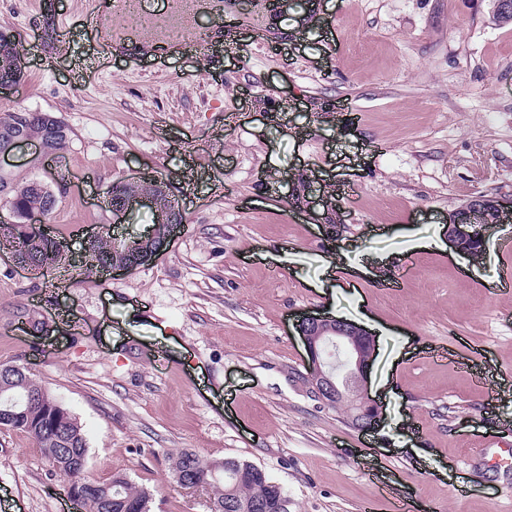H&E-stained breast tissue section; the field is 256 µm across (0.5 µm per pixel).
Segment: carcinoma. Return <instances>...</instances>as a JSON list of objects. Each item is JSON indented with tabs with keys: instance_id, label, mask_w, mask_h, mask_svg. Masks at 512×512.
I'll return each mask as SVG.
<instances>
[{
	"instance_id": "cac0c4a2",
	"label": "carcinoma",
	"mask_w": 512,
	"mask_h": 512,
	"mask_svg": "<svg viewBox=\"0 0 512 512\" xmlns=\"http://www.w3.org/2000/svg\"><path fill=\"white\" fill-rule=\"evenodd\" d=\"M43 113H27L25 134L34 139L45 136ZM16 188L13 207L22 212L41 205L40 196L27 194L25 184L16 183L0 176V187ZM17 430L30 436L42 450L54 471L71 481L90 485L85 512H151L150 493L139 490L122 475L117 474L109 482H94L73 472L70 457L88 455L87 439L78 422L69 414H60L39 402H32L27 409L26 422ZM171 476L188 469L197 480L208 485L209 494L216 512H224V504L234 505L232 512H245L253 503L268 506L267 512H278L277 502L287 498L283 488L267 474L259 473L252 463L226 458L222 461H207L196 452L183 449L169 457Z\"/></svg>"
}]
</instances>
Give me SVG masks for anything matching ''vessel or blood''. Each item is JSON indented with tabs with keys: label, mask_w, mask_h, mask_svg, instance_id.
Returning <instances> with one entry per match:
<instances>
[{
	"label": "vessel or blood",
	"mask_w": 512,
	"mask_h": 512,
	"mask_svg": "<svg viewBox=\"0 0 512 512\" xmlns=\"http://www.w3.org/2000/svg\"><path fill=\"white\" fill-rule=\"evenodd\" d=\"M157 12H146L142 0H88L80 23L88 38H96L100 29L111 26L113 36L134 35L154 45L177 41L178 50L195 57L208 56L214 43H222L226 53L241 48L246 27L225 16L198 23L200 0H161Z\"/></svg>",
	"instance_id": "1"
}]
</instances>
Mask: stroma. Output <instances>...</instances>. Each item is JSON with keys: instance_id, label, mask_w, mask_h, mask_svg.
Returning a JSON list of instances; mask_svg holds the SVG:
<instances>
[{"instance_id": "1", "label": "stroma", "mask_w": 512, "mask_h": 512, "mask_svg": "<svg viewBox=\"0 0 512 512\" xmlns=\"http://www.w3.org/2000/svg\"><path fill=\"white\" fill-rule=\"evenodd\" d=\"M79 8L0 0V30L40 53L0 117L48 112L72 131L63 156L9 169L61 189L45 228L68 252L31 277L0 247V363L27 364L82 426L88 475L125 473L152 512H211L168 472L191 449L261 467L290 512H389L372 470L413 512H512V293L496 289L495 250L512 221L485 228L476 262L446 242L468 199L512 197V26L489 0H288L269 47L248 35L233 56L99 67ZM143 174L174 187L182 226L149 266L89 272L102 226L152 223L104 206ZM302 313L372 334L377 430L315 396ZM28 318L47 334L23 331ZM68 483L0 428L15 512H84Z\"/></svg>"}]
</instances>
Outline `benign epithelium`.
<instances>
[{"label": "benign epithelium", "instance_id": "1", "mask_svg": "<svg viewBox=\"0 0 512 512\" xmlns=\"http://www.w3.org/2000/svg\"><path fill=\"white\" fill-rule=\"evenodd\" d=\"M7 75L0 79V97L9 94L20 84V75L25 69L24 52L5 62ZM31 151V156L51 158L41 144L35 140L16 135L0 147V168ZM137 186L135 191H126L121 184H114L107 192L106 207L112 216L123 219L138 208H146L154 215L153 224L144 231L154 243L153 250L140 249L138 238L114 239L112 253L106 257L89 259V269L96 272L134 271L155 261L170 245L174 230L183 223L182 209L175 205L171 186L158 176L144 175L130 180ZM11 188L0 190V222L14 223L16 213L11 205ZM6 210L8 215L1 214ZM46 210H28L18 238L9 244L13 267L36 273V265L27 254L28 245L39 242L47 234L36 229L35 224L44 220ZM479 209L473 205L459 208L448 217V242L458 252L480 260L483 254L470 255L477 245L486 248L482 233ZM298 335L304 340L308 351V379L317 397L327 403L336 399L345 405V410L355 430L366 433L376 429L382 419V409L368 393V374L374 353L372 335L346 320L303 317L296 324ZM13 379L0 380V392L6 395V408L0 411V426L10 427L25 415L28 397L17 398L8 391L17 387Z\"/></svg>", "mask_w": 512, "mask_h": 512}]
</instances>
